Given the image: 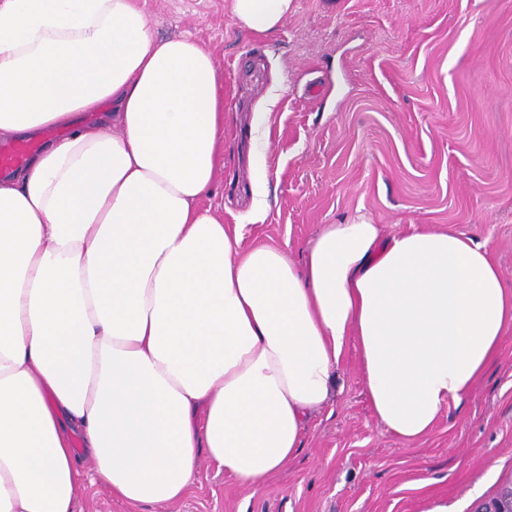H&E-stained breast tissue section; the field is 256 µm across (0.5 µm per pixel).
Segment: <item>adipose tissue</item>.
<instances>
[{
    "mask_svg": "<svg viewBox=\"0 0 512 512\" xmlns=\"http://www.w3.org/2000/svg\"><path fill=\"white\" fill-rule=\"evenodd\" d=\"M275 34L295 0H229ZM220 65L141 0H0V512H74L92 483L170 504L200 456L258 488L356 347L370 407L425 437L498 358L512 283L463 233L326 224L303 263L241 250L203 206L224 166ZM35 148L31 142L0 145V170L19 166Z\"/></svg>",
    "mask_w": 512,
    "mask_h": 512,
    "instance_id": "1",
    "label": "adipose tissue"
}]
</instances>
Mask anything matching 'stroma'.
Masks as SVG:
<instances>
[{"label": "stroma", "mask_w": 512, "mask_h": 512, "mask_svg": "<svg viewBox=\"0 0 512 512\" xmlns=\"http://www.w3.org/2000/svg\"><path fill=\"white\" fill-rule=\"evenodd\" d=\"M268 39L240 29L229 0H145L158 35L193 34L221 62L224 221L242 249L303 262L325 224L410 227L488 243L512 279V0H295ZM265 165L271 206L252 221L248 125L273 81ZM512 481V331L472 394L406 443L371 411L357 352L297 453L251 489L201 461L167 505L113 498L80 479L75 512H473Z\"/></svg>", "instance_id": "35a3bbf8"}]
</instances>
